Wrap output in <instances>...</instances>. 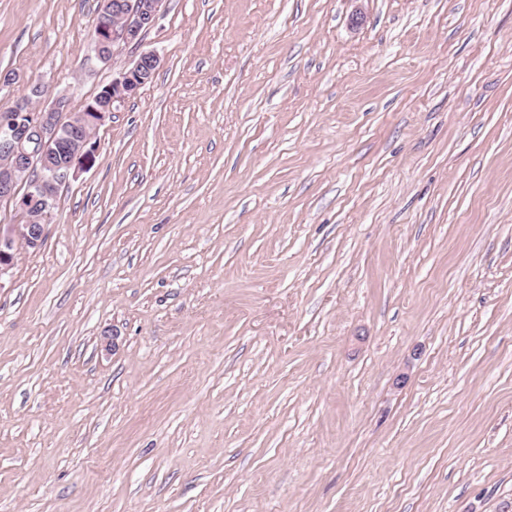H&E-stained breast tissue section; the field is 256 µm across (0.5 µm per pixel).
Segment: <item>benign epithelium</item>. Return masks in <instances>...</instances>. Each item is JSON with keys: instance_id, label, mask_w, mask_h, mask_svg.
<instances>
[{"instance_id": "benign-epithelium-1", "label": "benign epithelium", "mask_w": 512, "mask_h": 512, "mask_svg": "<svg viewBox=\"0 0 512 512\" xmlns=\"http://www.w3.org/2000/svg\"><path fill=\"white\" fill-rule=\"evenodd\" d=\"M163 0H100L101 15L110 22L99 25L91 39L89 60L107 64L120 46H139L143 34L155 26ZM159 55L142 51L128 67L85 100L81 111L72 110V94L53 93L38 82L30 86L40 96L37 108L16 100L13 111L0 118V206L18 216L38 211L51 216L62 187L95 161L97 142L82 137L81 125L99 129L114 107L135 96L160 67ZM43 224H0V288L15 266L18 248L36 250L43 244Z\"/></svg>"}]
</instances>
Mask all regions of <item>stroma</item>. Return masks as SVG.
Segmentation results:
<instances>
[{
	"label": "stroma",
	"instance_id": "35a3bbf8",
	"mask_svg": "<svg viewBox=\"0 0 512 512\" xmlns=\"http://www.w3.org/2000/svg\"><path fill=\"white\" fill-rule=\"evenodd\" d=\"M97 5L0 0V111L128 65ZM142 47L0 286V512H512V0H164Z\"/></svg>",
	"mask_w": 512,
	"mask_h": 512
}]
</instances>
